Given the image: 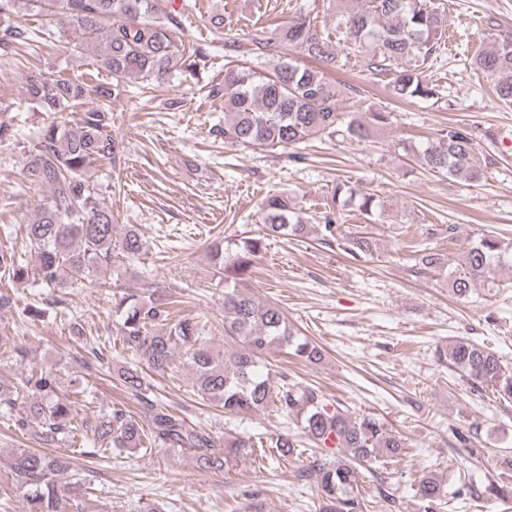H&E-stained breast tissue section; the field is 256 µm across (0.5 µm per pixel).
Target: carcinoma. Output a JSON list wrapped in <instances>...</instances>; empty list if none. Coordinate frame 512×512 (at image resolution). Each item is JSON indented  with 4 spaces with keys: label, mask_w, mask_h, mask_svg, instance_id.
<instances>
[{
    "label": "carcinoma",
    "mask_w": 512,
    "mask_h": 512,
    "mask_svg": "<svg viewBox=\"0 0 512 512\" xmlns=\"http://www.w3.org/2000/svg\"><path fill=\"white\" fill-rule=\"evenodd\" d=\"M42 17L45 31L59 25L62 47L71 54L88 56L107 72L99 78L72 77L64 72L49 76L33 67L26 77L25 95L30 104L46 112L78 109L74 124L52 120L40 132L38 149L30 155L25 177L49 188L36 219L24 231L35 246V270L48 288H63L85 280L105 286L117 284L119 269L114 258L141 259L146 246L136 226L129 225L120 238L114 235L112 209L90 187L87 172L96 162L116 166L124 147L112 137V112L106 101L128 91L132 84L160 82L172 72L188 71L196 60L207 57V47L186 49L175 35L177 16L159 8L158 0H0V56L9 57L29 44L37 34L16 22L21 11ZM448 30V15L432 0H360L356 10L341 13L336 32L343 45L360 54L382 73L391 75L388 86L401 99L430 100L439 95L436 86L421 78L422 66L439 48ZM297 50L318 62L309 66L282 56L272 72L227 65L224 81L212 86V96H224V143L244 148L287 149L316 136L370 142L392 124V113L371 109L357 118L342 111L344 88L328 80L326 70L336 67L338 55L330 37L310 18L298 16L270 32L257 29L250 38L251 53H265L271 42ZM473 69L493 81L500 102L512 104V37L498 36L476 54ZM420 163L432 172L464 182L483 174L487 159L465 132L450 130L418 150ZM343 201L368 218L382 212L377 195L338 184L331 203ZM266 235L302 238L310 225L302 210L288 197L268 194L261 204ZM321 241L337 245L354 260L372 258L374 241L359 233H344L341 225L327 218L321 225ZM229 249L210 246L212 277L224 284V337L238 347L220 355L206 344L205 325L181 317L171 318L173 302L135 296L121 303L119 341L130 353L117 372V379L147 409L149 427H143L122 409L94 416H79L73 397L86 392L83 379L74 377L71 389L59 393L57 372L30 365L12 390L0 383V406L11 415L15 395H32L25 415L13 424L19 429L32 420L39 424L37 440L54 447L65 442L79 444V453L94 457L101 452L121 455L125 450H150L162 445L189 452L199 469L221 470L232 457L249 453L261 461L302 455L299 441L287 431L271 437L238 435L217 444L205 428L193 427L157 405L143 368L166 373L176 368L175 353L195 374L194 387L202 397L219 404L228 415H247L274 408L285 420L301 422L304 434L315 447L336 451L326 458L314 456L302 474L313 478L322 501L321 512H363L364 498L355 492L359 462L396 463L405 454L402 438L388 432L373 414L353 416L326 400L321 390L302 386L288 375L263 372L271 348H286L308 364L324 359L322 349L300 335L278 306L256 298L247 287V276L265 249L264 237H242ZM417 272L448 271V285L455 295L467 298L479 283L488 282L496 268L512 270V242L482 235L459 256L414 250ZM29 277V265L13 251L0 252V280L6 284ZM26 359L10 330L0 328V350ZM112 352L104 344L85 342L83 354L74 362L85 370ZM448 364L465 374L472 385L512 400V369L486 347L456 339L443 353ZM15 479L27 487L26 512H60L63 499H75L81 484L61 483L60 473L69 458L24 448L12 454ZM443 495L437 477L422 476L415 496L429 509Z\"/></svg>",
    "instance_id": "cac0c4a2"
}]
</instances>
